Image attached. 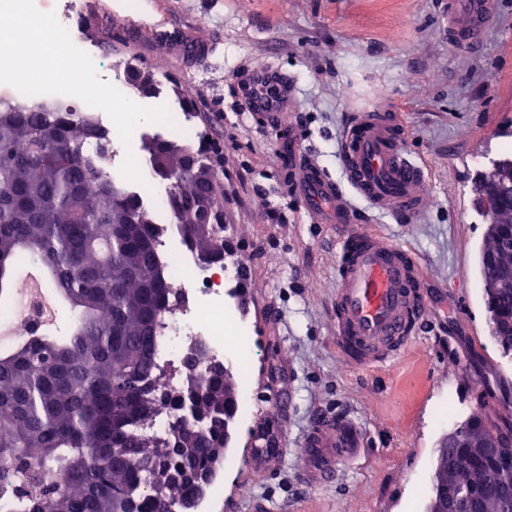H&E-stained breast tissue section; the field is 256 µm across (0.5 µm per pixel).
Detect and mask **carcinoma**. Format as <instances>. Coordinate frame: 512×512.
<instances>
[{"mask_svg":"<svg viewBox=\"0 0 512 512\" xmlns=\"http://www.w3.org/2000/svg\"><path fill=\"white\" fill-rule=\"evenodd\" d=\"M99 135L88 117L0 102V276L31 257L52 271L59 296L78 310L65 336H28L0 351V512H194L201 499L188 475L214 473L224 457V427L239 383L221 365L177 393L164 391L166 371L153 342L172 293L153 276L158 265L152 212L117 194L104 157L83 153ZM149 157L183 172L168 201L206 260L224 258L223 241L200 237L194 211L202 199L219 211L214 164L207 150L184 169L187 146L161 137L143 141ZM512 211V195L488 200L486 220ZM142 220L127 224L128 216ZM490 335L506 356L512 337L498 320L512 318V287L486 297ZM169 434L138 430L163 409ZM436 461L429 499L471 512H503L512 502V420L492 422L481 411L454 427Z\"/></svg>","mask_w":512,"mask_h":512,"instance_id":"cac0c4a2","label":"carcinoma"}]
</instances>
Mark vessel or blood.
I'll use <instances>...</instances> for the list:
<instances>
[{
  "label": "vessel or blood",
  "mask_w": 512,
  "mask_h": 512,
  "mask_svg": "<svg viewBox=\"0 0 512 512\" xmlns=\"http://www.w3.org/2000/svg\"><path fill=\"white\" fill-rule=\"evenodd\" d=\"M499 0H448V38L472 54L483 45L496 19ZM162 54L203 57L205 38L167 33L156 37ZM244 92L267 130H280L294 88L275 70L253 71ZM341 179H333L303 152L278 157L289 173L291 195L320 223L336 227V289L331 302L334 343L339 358L355 368L394 362L428 322L423 272L415 255L363 225L360 207L411 224L427 209L426 177L405 146L398 112L377 104L353 112L339 139ZM365 437L356 421L322 413L303 439L301 480L312 487L338 480L345 463L362 458ZM283 454L279 448H255L250 465L267 473Z\"/></svg>",
  "instance_id": "1"
}]
</instances>
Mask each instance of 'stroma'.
Masks as SVG:
<instances>
[{
    "instance_id": "obj_1",
    "label": "stroma",
    "mask_w": 512,
    "mask_h": 512,
    "mask_svg": "<svg viewBox=\"0 0 512 512\" xmlns=\"http://www.w3.org/2000/svg\"><path fill=\"white\" fill-rule=\"evenodd\" d=\"M94 0L84 39L108 69L136 61L164 76L161 98L141 107L193 106L218 168L231 253L242 265L237 304L256 360L239 390L220 497L210 512H423L440 439L476 409L512 416V359L490 338L479 253L487 226L470 191L477 169L512 126V0H499L483 48L458 54L448 40L446 0ZM214 36L206 57L157 52L151 34ZM284 72L299 89L292 126L272 134L238 92L258 68ZM374 103L400 113L405 146L423 166L428 209L417 224L389 218L375 230L413 251L425 275L428 327L394 365H345L333 343L336 227L290 196L276 164L290 148L340 177L337 143L349 114ZM289 396L287 410L274 395ZM349 414L367 440L339 483L298 480L301 440L318 412ZM282 438L276 468L247 459L257 432Z\"/></svg>"
}]
</instances>
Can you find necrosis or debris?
<instances>
[{
	"label": "necrosis or debris",
	"mask_w": 512,
	"mask_h": 512,
	"mask_svg": "<svg viewBox=\"0 0 512 512\" xmlns=\"http://www.w3.org/2000/svg\"><path fill=\"white\" fill-rule=\"evenodd\" d=\"M82 6L79 0L53 13L44 12L38 0H0V27H21L35 37L42 59L49 64L64 60L91 75L88 85L46 81L21 82L12 73L9 53L0 54V101L24 99L26 104L68 109L90 98H108L113 81L104 69L100 54L82 41L75 23ZM94 119L109 145L110 176L122 188L136 195L152 211L163 214L157 238L161 258L176 254L178 265L167 267V282L174 292V311L164 319L155 345L159 364L175 367L195 346L206 349L209 363L220 364L230 358L231 344H248L249 326L237 309L235 288L239 265L236 262L203 260L191 248L178 225L172 224L165 187L144 166L139 145L144 138L180 135L190 146L200 144L192 120L186 113L170 110L155 112L149 124L141 126L131 112H98ZM47 286L24 281L17 299L0 307V320L10 325V335L30 334L36 315L45 309Z\"/></svg>",
	"instance_id": "1"
}]
</instances>
